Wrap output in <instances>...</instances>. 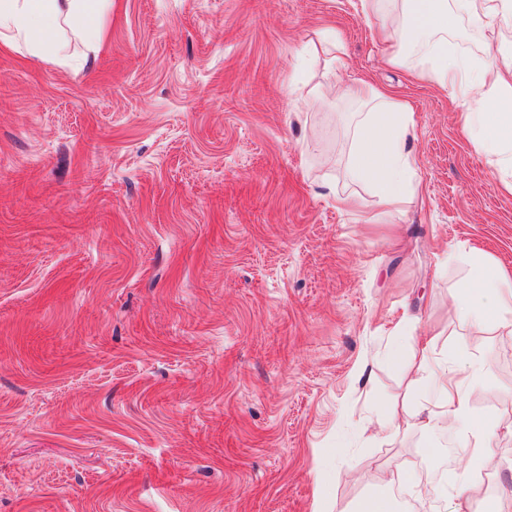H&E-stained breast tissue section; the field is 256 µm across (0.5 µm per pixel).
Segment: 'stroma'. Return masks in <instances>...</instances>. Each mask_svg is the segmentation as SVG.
<instances>
[{
  "mask_svg": "<svg viewBox=\"0 0 512 512\" xmlns=\"http://www.w3.org/2000/svg\"><path fill=\"white\" fill-rule=\"evenodd\" d=\"M378 26L360 0H112L72 65L0 45V512H352L399 462L456 485L459 437L383 427L429 397L387 355L468 346L448 290L472 248L512 274V195ZM325 29L413 109L395 209L346 176L359 105L301 101ZM498 342L470 407L507 424ZM488 496L512 506V444Z\"/></svg>",
  "mask_w": 512,
  "mask_h": 512,
  "instance_id": "35a3bbf8",
  "label": "stroma"
}]
</instances>
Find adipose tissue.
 <instances>
[{
	"mask_svg": "<svg viewBox=\"0 0 512 512\" xmlns=\"http://www.w3.org/2000/svg\"><path fill=\"white\" fill-rule=\"evenodd\" d=\"M366 18H382L390 48L389 63L408 65L424 78L451 90L460 108L461 130L497 172V186L512 194V54L487 51L480 58L450 52L448 34L459 20L488 37L512 27V0H361ZM112 0H0V42L24 48L28 56L60 66L69 59L61 30L79 36L91 48L104 40V19ZM342 92L367 110L356 124L349 174L368 182L382 204L413 196L416 158L407 145L413 111L389 92L359 81L338 89L328 83L323 96ZM469 274L449 289L448 300L469 324L472 345L454 350L447 363L433 364L429 346L417 348L402 367L412 383H426L437 397L412 407L420 427L445 430L463 441L468 472L495 457L501 441L512 439V425L492 414L472 415L469 393L482 373L475 350L484 335L496 331L512 343V277L480 250L466 253Z\"/></svg>",
	"mask_w": 512,
	"mask_h": 512,
	"instance_id": "obj_1",
	"label": "adipose tissue"
}]
</instances>
